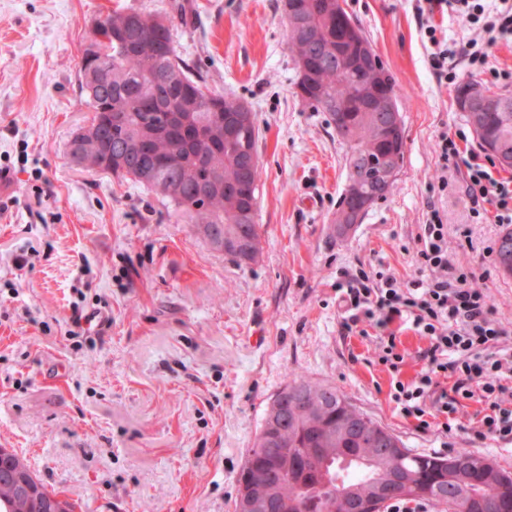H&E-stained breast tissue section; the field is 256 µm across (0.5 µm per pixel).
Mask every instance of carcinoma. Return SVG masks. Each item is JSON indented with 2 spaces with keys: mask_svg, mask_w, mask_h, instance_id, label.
Segmentation results:
<instances>
[{
  "mask_svg": "<svg viewBox=\"0 0 512 512\" xmlns=\"http://www.w3.org/2000/svg\"><path fill=\"white\" fill-rule=\"evenodd\" d=\"M300 17L292 21L288 12L282 11L296 72V96L318 112L328 114L331 125L349 150L348 167L361 168L367 157L388 158L397 169L405 162L406 138L404 130L395 135L378 131L374 113L368 111L365 92L371 76L359 68H352L329 54L313 71L306 61L307 41L315 38L328 43L336 39V0H306ZM171 14L153 15L134 8L114 10L98 20L93 29L90 45L99 55L81 63L78 88L81 103L92 112V119L99 122L103 135L117 144L119 138L110 130L134 133L147 120V114L161 111L160 93L168 87L187 84L198 98L193 109L198 119L204 120L211 112V105L219 106L227 114L249 113L248 124L235 136L224 138V154L217 160L224 181V194L207 199L199 195V181L208 179L207 169L198 165L196 152L171 139L159 138L153 143L160 154H183L184 166L182 192L178 195L160 193L155 182L142 177L138 158L127 160L124 171L112 174L128 178L155 193L162 194L171 205L170 216L177 224H193L198 229H214L218 233L236 235L249 222L256 223L259 210V170L253 168L249 183L250 191L236 189L243 181L241 169L242 149L256 150L257 128L254 113L241 99L227 96L209 87L201 71L191 72L188 64L176 55ZM131 27L143 42H157L160 49L151 54L129 48L117 40L121 27ZM104 66L112 73V82L94 85L86 80L84 72ZM495 99L508 102L505 112H480V128L473 129L479 145L488 152L495 151L496 142L505 138L512 143V96L495 95ZM362 194L385 197L384 190L374 181H366L359 187H346L341 203H348L349 195ZM496 260L500 271L512 277V230L501 234L497 242ZM293 385L306 388L322 401L324 409L315 418L299 403L288 402L294 424L288 429L285 447L300 456L307 448H322V460L309 463L294 471L279 484L280 496L288 501V512H339V495H367L373 483L392 467L408 470L409 486L401 494L403 498H430L428 491L436 485H455L459 488L461 512H473L474 501L481 497L495 499L501 512H512V475L499 469L496 464L464 449L455 451L459 457L473 460L474 469L459 475L442 464L441 455H415L406 463L394 457H384L367 439L361 443H348L325 434L327 425L337 429L347 418V410L341 406L336 388L295 380ZM0 512H40V509L13 493L9 479L0 463Z\"/></svg>",
  "mask_w": 512,
  "mask_h": 512,
  "instance_id": "cac0c4a2",
  "label": "carcinoma"
}]
</instances>
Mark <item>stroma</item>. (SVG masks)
<instances>
[{"mask_svg": "<svg viewBox=\"0 0 512 512\" xmlns=\"http://www.w3.org/2000/svg\"><path fill=\"white\" fill-rule=\"evenodd\" d=\"M170 0H0V448L76 512H234L239 472L275 395L295 377L331 385L416 453L464 448L512 473V445L477 440L483 406L464 401L441 433L404 416L375 336L346 333L338 297L357 270L397 286L428 202L448 217L451 258L476 268L510 329L512 277L483 248L505 227L475 224L449 173L433 198L436 137L465 125L454 86L426 64L416 0H343L393 76L406 136L392 191L337 236L346 148L326 113L295 95L280 0H184L174 46L209 84L248 102L260 130L261 254L248 266L177 224L146 188L72 165L90 117L78 71L100 15ZM469 225L470 240L456 236ZM87 321L74 338L73 313ZM400 378L429 342L396 329Z\"/></svg>", "mask_w": 512, "mask_h": 512, "instance_id": "stroma-1", "label": "stroma"}]
</instances>
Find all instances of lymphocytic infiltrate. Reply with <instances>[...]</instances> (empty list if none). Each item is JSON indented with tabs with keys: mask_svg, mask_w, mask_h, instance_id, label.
I'll list each match as a JSON object with an SVG mask.
<instances>
[{
	"mask_svg": "<svg viewBox=\"0 0 512 512\" xmlns=\"http://www.w3.org/2000/svg\"><path fill=\"white\" fill-rule=\"evenodd\" d=\"M427 11L449 8L484 37L459 45L438 38L435 27L425 34L433 50L428 65L437 78L454 81L455 69L465 65L470 72L484 73L488 59L500 41H512V0H425ZM437 153L441 174L439 191L448 189V170L458 171L457 187L469 199L473 219L493 218L512 224V178L494 177L489 166L474 153L461 149L454 134L440 132ZM417 253L420 273L411 287H396L387 279L377 285L347 290L346 303L360 311L378 329L385 342L379 356L395 374L391 398L405 416L441 419L443 430L453 428L461 400L480 398L484 414L477 439L493 438L512 444V347L502 342L505 328L496 318L486 289L477 287L473 272L456 266L448 254V225L437 207H430ZM412 321L429 341L424 353L428 368L411 382L398 375L404 356L396 350L395 321ZM451 379V391L434 395L436 375Z\"/></svg>",
	"mask_w": 512,
	"mask_h": 512,
	"instance_id": "1",
	"label": "lymphocytic infiltrate"
}]
</instances>
